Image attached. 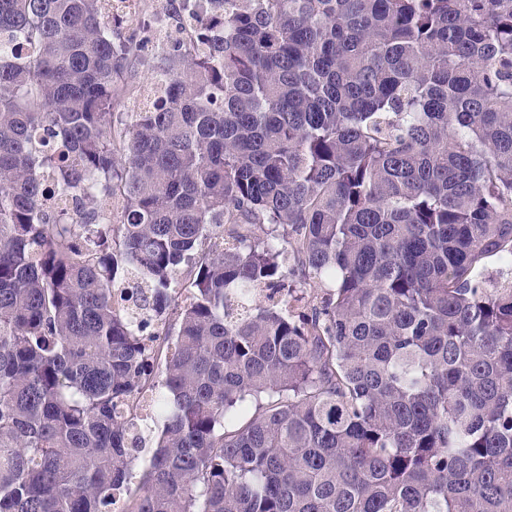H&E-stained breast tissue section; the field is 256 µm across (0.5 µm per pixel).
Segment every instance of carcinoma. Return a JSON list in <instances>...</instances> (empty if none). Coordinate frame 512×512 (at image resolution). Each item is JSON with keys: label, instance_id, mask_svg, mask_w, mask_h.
<instances>
[{"label": "carcinoma", "instance_id": "1", "mask_svg": "<svg viewBox=\"0 0 512 512\" xmlns=\"http://www.w3.org/2000/svg\"><path fill=\"white\" fill-rule=\"evenodd\" d=\"M119 2L0 0V512H512V0H204L132 114Z\"/></svg>", "mask_w": 512, "mask_h": 512}]
</instances>
